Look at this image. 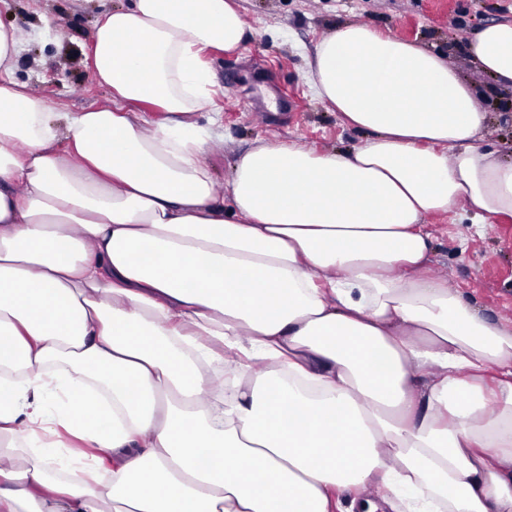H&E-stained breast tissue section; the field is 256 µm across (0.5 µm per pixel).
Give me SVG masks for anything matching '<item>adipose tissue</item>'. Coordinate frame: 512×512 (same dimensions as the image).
Returning <instances> with one entry per match:
<instances>
[{"label": "adipose tissue", "mask_w": 512, "mask_h": 512, "mask_svg": "<svg viewBox=\"0 0 512 512\" xmlns=\"http://www.w3.org/2000/svg\"><path fill=\"white\" fill-rule=\"evenodd\" d=\"M257 34L239 0H127L93 36L111 104L60 122L13 76L46 30L0 23V512H512V326L430 275L426 230L512 218L487 111L346 23L307 78L366 139L266 142L217 187L202 54ZM469 57L512 88V21Z\"/></svg>", "instance_id": "adipose-tissue-1"}]
</instances>
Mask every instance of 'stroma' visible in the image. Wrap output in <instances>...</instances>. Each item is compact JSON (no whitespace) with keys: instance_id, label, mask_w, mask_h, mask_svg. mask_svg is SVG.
Here are the masks:
<instances>
[{"instance_id":"obj_1","label":"stroma","mask_w":512,"mask_h":512,"mask_svg":"<svg viewBox=\"0 0 512 512\" xmlns=\"http://www.w3.org/2000/svg\"><path fill=\"white\" fill-rule=\"evenodd\" d=\"M126 0H0V21L22 33L44 28L49 37L26 44L16 80L45 98L54 112H79L109 103L95 77L92 40L98 16ZM258 37L227 54L207 52L215 75L211 103L196 115L220 113L218 135L205 157L217 184L229 178L240 152L264 142H294L316 150L348 149L364 132L342 123L314 100L307 54L338 25L357 22L395 37L433 44L464 79L484 87L468 43L483 25L512 20V0H242ZM490 122L480 145L512 153V100L487 102ZM432 275L447 278L490 320L512 324V218L490 227L472 222L465 207L429 219Z\"/></svg>"}]
</instances>
